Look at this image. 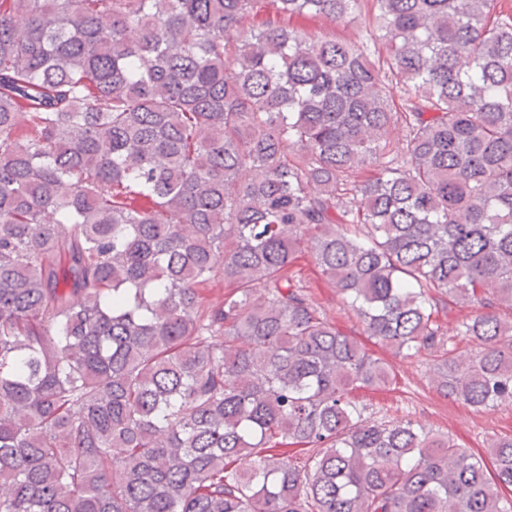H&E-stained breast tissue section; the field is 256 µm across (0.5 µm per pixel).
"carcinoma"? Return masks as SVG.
<instances>
[{
  "label": "carcinoma",
  "instance_id": "1",
  "mask_svg": "<svg viewBox=\"0 0 512 512\" xmlns=\"http://www.w3.org/2000/svg\"><path fill=\"white\" fill-rule=\"evenodd\" d=\"M506 2L0 0V512H512V437L365 417L396 374L294 270L512 403V322L434 317L512 309ZM310 30L327 32L336 35L337 39L346 41H359L361 38L369 37L364 29V25L346 24L344 22L334 21L330 18L320 17L310 22H301ZM297 264H299L297 268L302 267L304 276L310 281L315 302L336 325V328L345 334H359L361 327L357 317L344 305L336 290L319 274L309 255L306 253L299 258ZM486 311L487 309L479 304L466 305L464 307L449 305L448 308L439 309L437 320L447 332V336L453 339L455 343H458V349L460 351L475 353L479 347L474 342H468L467 340L462 341L463 336L456 335L460 331L463 321L465 322L468 319H472Z\"/></svg>",
  "mask_w": 512,
  "mask_h": 512
}]
</instances>
